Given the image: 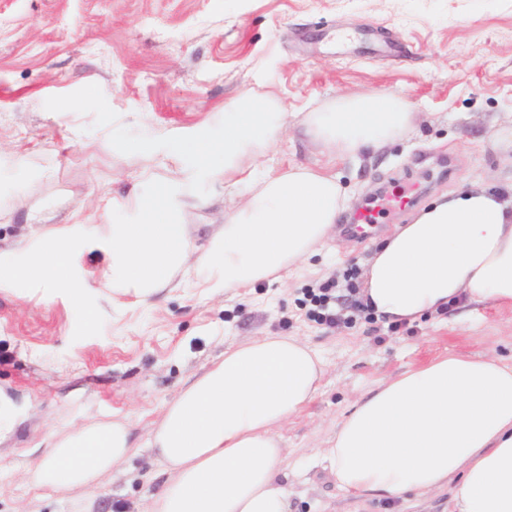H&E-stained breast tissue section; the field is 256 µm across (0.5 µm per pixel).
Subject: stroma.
I'll return each instance as SVG.
<instances>
[{
    "instance_id": "stroma-1",
    "label": "stroma",
    "mask_w": 512,
    "mask_h": 512,
    "mask_svg": "<svg viewBox=\"0 0 512 512\" xmlns=\"http://www.w3.org/2000/svg\"><path fill=\"white\" fill-rule=\"evenodd\" d=\"M398 46L380 53L355 26ZM390 92L417 119L379 152L331 160L298 113L340 97ZM275 94L289 118L278 170L324 168L358 209L379 191L416 186L413 205L358 239L341 218L285 283L219 295L166 288L150 306L115 307L99 293L0 285V512H70L68 495L28 484L48 437L92 419H128L143 443L165 405L224 348L297 336L328 363L316 398L278 429L293 512H448L447 495L402 508L357 502L316 450L381 379L448 353L512 362V310L454 306L391 331L357 311L329 329L308 320V289L364 270L395 225L471 184L512 183V0H0V261L15 262L32 224L99 225L126 218L129 196L188 168L178 142L224 132V108ZM190 218L206 248L237 205L218 177L190 176ZM137 455L95 490L97 512H145L159 488Z\"/></svg>"
}]
</instances>
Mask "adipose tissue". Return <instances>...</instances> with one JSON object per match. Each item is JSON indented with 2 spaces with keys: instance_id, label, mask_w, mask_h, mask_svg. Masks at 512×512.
Wrapping results in <instances>:
<instances>
[{
  "instance_id": "adipose-tissue-1",
  "label": "adipose tissue",
  "mask_w": 512,
  "mask_h": 512,
  "mask_svg": "<svg viewBox=\"0 0 512 512\" xmlns=\"http://www.w3.org/2000/svg\"><path fill=\"white\" fill-rule=\"evenodd\" d=\"M274 95L231 104L224 134L185 136L179 151L198 171L246 187L239 207L204 251L188 219L196 200L179 177L128 202L131 219L91 236L78 225L32 227L16 263H0V284L133 294L148 304L177 274L205 273L214 291L279 280L315 254L347 208L335 176L304 165L274 174L255 159L285 124ZM415 115L394 94L342 97L306 113L307 135L333 156L378 151L411 128ZM109 259L98 285L76 278L74 255ZM512 309V185L463 188L396 225L366 265L361 299L385 323H414L449 302ZM325 359L295 336H265L227 347L167 404L146 446L121 420L51 435L29 471L33 486L81 491L92 512L99 479L140 449L166 476L150 512H291L285 450L277 427L312 401ZM318 454L341 490L403 503L447 492L448 512H512V364L448 354L385 379L356 401Z\"/></svg>"
}]
</instances>
